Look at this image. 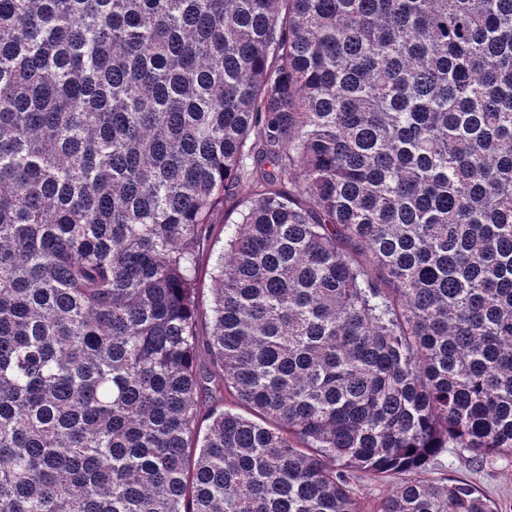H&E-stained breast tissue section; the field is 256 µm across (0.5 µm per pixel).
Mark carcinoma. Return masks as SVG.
I'll return each mask as SVG.
<instances>
[{
  "label": "carcinoma",
  "mask_w": 512,
  "mask_h": 512,
  "mask_svg": "<svg viewBox=\"0 0 512 512\" xmlns=\"http://www.w3.org/2000/svg\"><path fill=\"white\" fill-rule=\"evenodd\" d=\"M445 448L512 454V0H0V512H497ZM212 260L209 261L208 266H204L203 271L201 273V279H200V288L201 290V296L199 301V308H198V317L200 320V326L205 328L206 323L209 322L210 318V309H211V280H210V269H211ZM207 270V273L205 271ZM350 487L364 512H377L380 501L389 494L391 484L361 471L349 472Z\"/></svg>",
  "instance_id": "cac0c4a2"
}]
</instances>
